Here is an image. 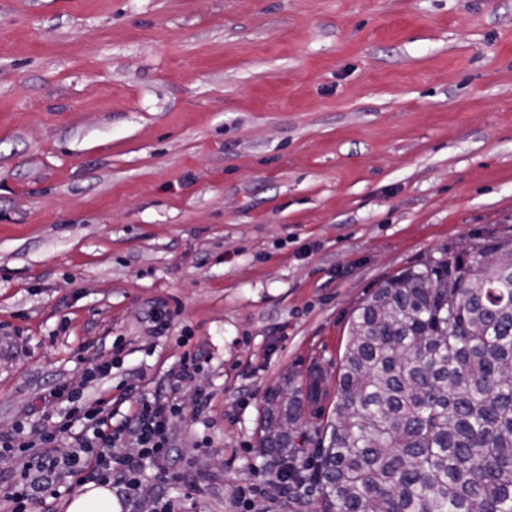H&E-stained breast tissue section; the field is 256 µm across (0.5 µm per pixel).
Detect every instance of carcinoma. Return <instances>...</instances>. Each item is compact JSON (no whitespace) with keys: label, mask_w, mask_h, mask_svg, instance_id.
<instances>
[{"label":"carcinoma","mask_w":512,"mask_h":512,"mask_svg":"<svg viewBox=\"0 0 512 512\" xmlns=\"http://www.w3.org/2000/svg\"><path fill=\"white\" fill-rule=\"evenodd\" d=\"M318 378L267 397L260 439L315 512H512V261L470 251L383 280L356 308L334 418L297 466Z\"/></svg>","instance_id":"obj_1"}]
</instances>
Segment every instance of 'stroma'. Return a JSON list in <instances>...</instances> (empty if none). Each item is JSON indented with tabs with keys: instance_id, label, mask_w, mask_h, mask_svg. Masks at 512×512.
Instances as JSON below:
<instances>
[{
	"instance_id": "stroma-1",
	"label": "stroma",
	"mask_w": 512,
	"mask_h": 512,
	"mask_svg": "<svg viewBox=\"0 0 512 512\" xmlns=\"http://www.w3.org/2000/svg\"><path fill=\"white\" fill-rule=\"evenodd\" d=\"M502 238L512 0H0V433L104 364L115 419L178 404L121 512H310L268 393L320 374L312 451L359 303Z\"/></svg>"
}]
</instances>
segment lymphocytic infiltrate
Masks as SVG:
<instances>
[{"instance_id":"lymphocytic-infiltrate-1","label":"lymphocytic infiltrate","mask_w":512,"mask_h":512,"mask_svg":"<svg viewBox=\"0 0 512 512\" xmlns=\"http://www.w3.org/2000/svg\"><path fill=\"white\" fill-rule=\"evenodd\" d=\"M108 367L99 366L85 375L80 385H56L51 397L67 402L68 409L57 432L31 428L25 436L1 437L0 451L17 454L19 466L8 494L7 512H55L53 502L60 498L63 477L81 476L82 480L107 484L115 482L133 488L145 460H172L167 422L175 412L170 402L143 399L139 409L113 424L111 418L100 417L86 393L88 383L104 378ZM70 434L73 449L68 456L55 457L49 447L57 433ZM133 445V453L118 456L112 449L117 444Z\"/></svg>"}]
</instances>
